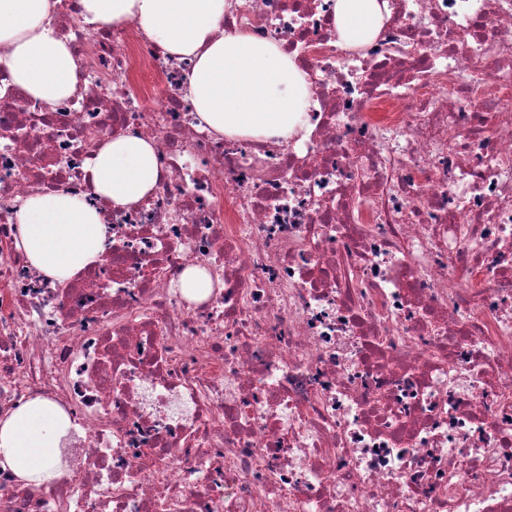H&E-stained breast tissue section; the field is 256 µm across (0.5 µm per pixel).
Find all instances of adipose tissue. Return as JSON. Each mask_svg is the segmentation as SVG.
<instances>
[{
	"mask_svg": "<svg viewBox=\"0 0 512 512\" xmlns=\"http://www.w3.org/2000/svg\"><path fill=\"white\" fill-rule=\"evenodd\" d=\"M86 21L132 22L169 55L192 61L186 91L197 118L226 137L285 140L305 126L308 84L294 59L248 32L224 34L225 0H77ZM54 0H0V71L28 97L54 105L73 94L80 73L67 42L50 25ZM342 46L357 48L380 31L377 0H336ZM85 171L98 197L128 208L164 175L152 140L120 134L104 142ZM17 248L46 277L70 280L105 253L107 227L84 197L63 191L28 196L17 214ZM72 424L36 396L0 418V472L26 487L58 475Z\"/></svg>",
	"mask_w": 512,
	"mask_h": 512,
	"instance_id": "adipose-tissue-1",
	"label": "adipose tissue"
}]
</instances>
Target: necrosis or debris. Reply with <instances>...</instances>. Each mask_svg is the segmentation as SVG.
I'll list each match as a JSON object with an SVG mask.
<instances>
[{
  "instance_id": "1",
  "label": "necrosis or debris",
  "mask_w": 512,
  "mask_h": 512,
  "mask_svg": "<svg viewBox=\"0 0 512 512\" xmlns=\"http://www.w3.org/2000/svg\"><path fill=\"white\" fill-rule=\"evenodd\" d=\"M386 3L348 50L335 0H226L225 33L306 75L285 144L200 130L190 63L75 0V93L0 75V417L39 395L72 421L60 479L1 475L0 512H512V0ZM115 133L166 171L126 209L85 179ZM57 188L112 229L63 283L16 247ZM180 280L184 294L196 301L206 299L214 288L211 277L200 267L186 268Z\"/></svg>"
}]
</instances>
